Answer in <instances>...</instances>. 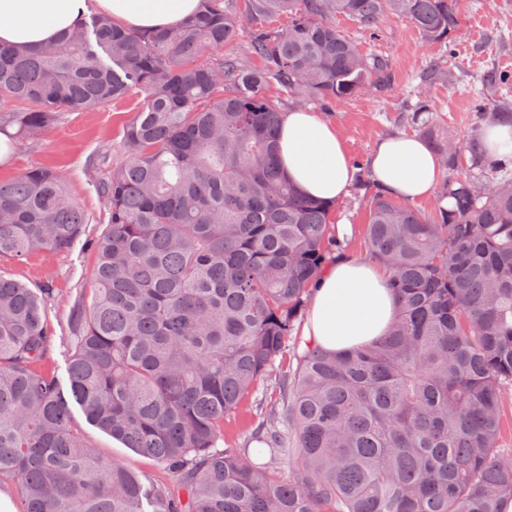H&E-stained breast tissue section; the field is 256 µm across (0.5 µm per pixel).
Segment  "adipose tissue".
<instances>
[{"mask_svg":"<svg viewBox=\"0 0 512 512\" xmlns=\"http://www.w3.org/2000/svg\"><path fill=\"white\" fill-rule=\"evenodd\" d=\"M97 7L130 28H152L192 17L198 0H96ZM86 0H0V44L36 47L53 42L71 27ZM280 168L306 195L336 200L355 178L335 126L315 113L291 110L282 117ZM374 185L409 201L430 197L441 179L435 155L416 137L390 135L369 159ZM397 312L386 269L351 256L332 260L309 299L302 328L305 341L328 351L372 343L383 336Z\"/></svg>","mask_w":512,"mask_h":512,"instance_id":"obj_1","label":"adipose tissue"}]
</instances>
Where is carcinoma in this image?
I'll list each match as a JSON object with an SVG mask.
<instances>
[{"mask_svg": "<svg viewBox=\"0 0 512 512\" xmlns=\"http://www.w3.org/2000/svg\"><path fill=\"white\" fill-rule=\"evenodd\" d=\"M230 4L200 0L192 19L160 28L83 13L48 47L0 45L10 146L62 112L142 96L125 157L98 184L109 230L72 312L70 396L42 368L47 289L0 275V479L16 481L23 512H501L512 499V448L501 447L512 167L421 119L422 91L414 119L448 172L435 211L377 191L366 224L367 253L399 302L394 321L343 352L298 339L280 401L250 433L259 447L220 448L224 417L276 372L342 251L336 203L304 195L278 167L282 109L269 87L320 110L388 88L386 61L360 53L338 17L371 35L406 18L448 48L461 25L459 0H244L243 17ZM273 15L287 25L269 26ZM86 223L60 169L0 180V262L63 253ZM70 398L176 491L102 456Z\"/></svg>", "mask_w": 512, "mask_h": 512, "instance_id": "carcinoma-1", "label": "carcinoma"}]
</instances>
